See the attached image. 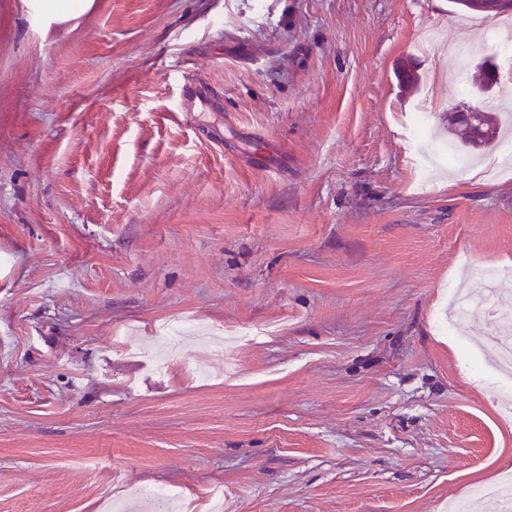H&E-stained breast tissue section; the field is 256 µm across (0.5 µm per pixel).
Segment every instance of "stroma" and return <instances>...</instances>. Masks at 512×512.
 Segmentation results:
<instances>
[{"label":"stroma","mask_w":512,"mask_h":512,"mask_svg":"<svg viewBox=\"0 0 512 512\" xmlns=\"http://www.w3.org/2000/svg\"><path fill=\"white\" fill-rule=\"evenodd\" d=\"M496 23L449 0L38 21L0 0V512H492L493 317L451 321L448 290L512 269V167L494 145L472 182L446 120L512 55L442 51ZM185 76L223 109L176 112ZM176 319L196 329L169 350ZM167 351L209 377L157 370Z\"/></svg>","instance_id":"35a3bbf8"}]
</instances>
